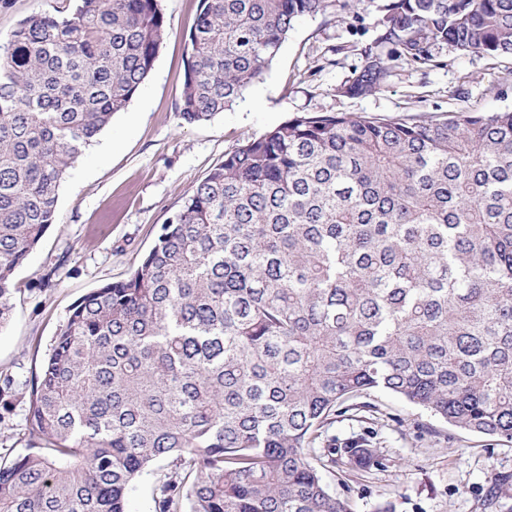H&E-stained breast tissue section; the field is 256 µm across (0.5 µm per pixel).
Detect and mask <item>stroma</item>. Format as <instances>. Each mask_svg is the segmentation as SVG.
<instances>
[{
    "label": "stroma",
    "instance_id": "1",
    "mask_svg": "<svg viewBox=\"0 0 512 512\" xmlns=\"http://www.w3.org/2000/svg\"><path fill=\"white\" fill-rule=\"evenodd\" d=\"M388 0H358L354 12L302 18L261 79L232 107L188 125L177 102L184 42L199 0H161L166 36L153 70L126 111L117 113L63 180L55 221L12 285V318L0 329V376L25 385L67 320L74 303L93 288L125 279L150 250L162 224L184 195L225 153L299 112H350L378 118L440 120L461 110L494 112L512 106V57L458 55L430 48L427 62L399 58L376 92L343 93L363 68L365 48L388 53L380 21ZM66 0H8L0 7V45L23 18L52 13ZM56 285L40 288L49 268ZM366 417L345 414L329 428L337 442L371 434L387 459L372 474L322 475L330 490L349 496L354 512H486L494 479L512 473V442L449 428L400 397L372 391ZM25 398L0 402V462L12 460L32 438Z\"/></svg>",
    "mask_w": 512,
    "mask_h": 512
}]
</instances>
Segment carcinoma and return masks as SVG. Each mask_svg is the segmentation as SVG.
Segmentation results:
<instances>
[{
    "mask_svg": "<svg viewBox=\"0 0 512 512\" xmlns=\"http://www.w3.org/2000/svg\"><path fill=\"white\" fill-rule=\"evenodd\" d=\"M357 0H200L178 112L231 107L297 22ZM346 85L394 56H512V0H390ZM161 0H75L20 22L0 54V328L15 270L65 175L140 91ZM371 390L512 442V108L450 118L301 112L192 185L130 275L83 295L35 373L28 434L0 463V512H127L159 462L155 512H353L320 468L383 465L321 444ZM512 491L495 480L485 505Z\"/></svg>",
    "mask_w": 512,
    "mask_h": 512,
    "instance_id": "carcinoma-1",
    "label": "carcinoma"
}]
</instances>
